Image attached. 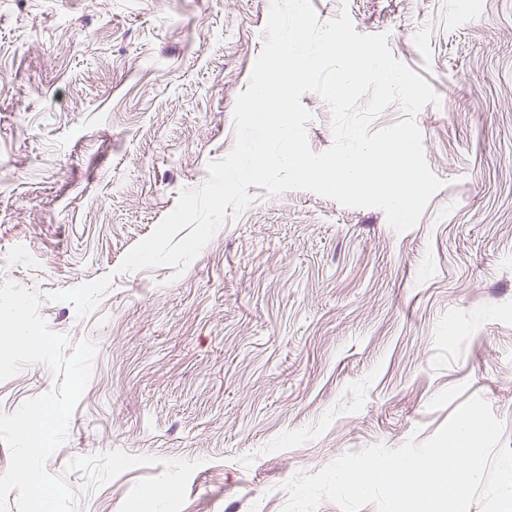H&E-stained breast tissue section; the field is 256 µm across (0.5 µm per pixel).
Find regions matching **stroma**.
<instances>
[{"mask_svg": "<svg viewBox=\"0 0 512 512\" xmlns=\"http://www.w3.org/2000/svg\"><path fill=\"white\" fill-rule=\"evenodd\" d=\"M382 34L438 103L416 116L443 185L397 232L307 190L249 202L182 270L118 267L236 141L270 0H0V283L47 295L112 276L96 307L42 301L65 353L96 346L46 469L78 512H119L166 461L182 512H283L286 483L343 454L430 439L484 397L512 447V0H312ZM313 152L333 143L308 92ZM60 383L0 381V414ZM157 458L93 490L77 457Z\"/></svg>", "mask_w": 512, "mask_h": 512, "instance_id": "stroma-1", "label": "stroma"}]
</instances>
